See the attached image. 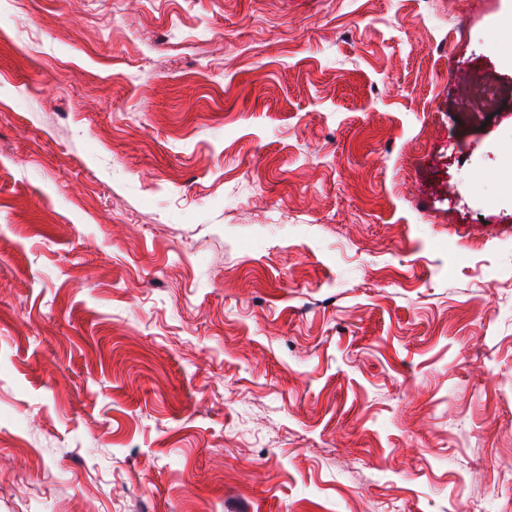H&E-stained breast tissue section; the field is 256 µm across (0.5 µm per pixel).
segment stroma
<instances>
[{"label":"stroma","mask_w":512,"mask_h":512,"mask_svg":"<svg viewBox=\"0 0 512 512\" xmlns=\"http://www.w3.org/2000/svg\"><path fill=\"white\" fill-rule=\"evenodd\" d=\"M0 512H512V0H0Z\"/></svg>","instance_id":"35a3bbf8"}]
</instances>
